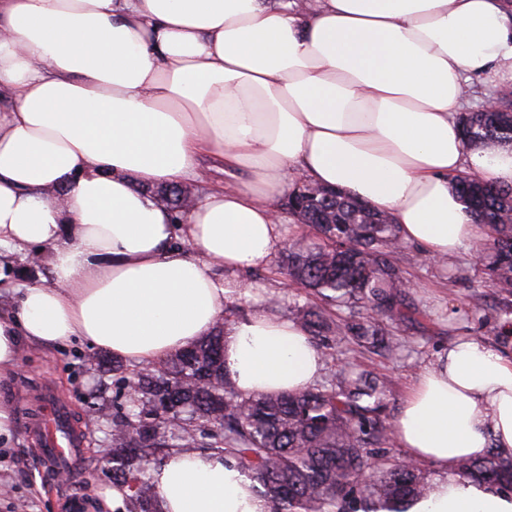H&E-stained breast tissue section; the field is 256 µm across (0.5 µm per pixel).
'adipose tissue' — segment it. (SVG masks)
Here are the masks:
<instances>
[{"instance_id":"ef3b65f1","label":"adipose tissue","mask_w":512,"mask_h":512,"mask_svg":"<svg viewBox=\"0 0 512 512\" xmlns=\"http://www.w3.org/2000/svg\"><path fill=\"white\" fill-rule=\"evenodd\" d=\"M474 72L512 84L504 0H0V282L15 295L0 380L32 346L79 340L144 366L220 324L241 392L313 384L323 357L299 324L262 310L222 321L285 238L278 196L295 173L340 188L429 260L483 240L454 181L512 185V146L464 142ZM208 154L247 179L174 221L151 188L200 178ZM33 254L46 277L13 280ZM393 430L440 474L410 512H512L458 473L488 448L512 455L511 351L454 342ZM151 477L161 512H266L216 452L171 453Z\"/></svg>"}]
</instances>
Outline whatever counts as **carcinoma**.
<instances>
[{
	"instance_id": "carcinoma-1",
	"label": "carcinoma",
	"mask_w": 512,
	"mask_h": 512,
	"mask_svg": "<svg viewBox=\"0 0 512 512\" xmlns=\"http://www.w3.org/2000/svg\"><path fill=\"white\" fill-rule=\"evenodd\" d=\"M496 112L460 117L470 146L512 144V91ZM457 187L480 224L489 228L478 255L500 295L512 297V187L501 188L474 172ZM156 194L181 218L175 191ZM289 213L310 225L315 241L291 249L282 268L316 302L297 309L295 321L323 354L341 344L393 355L400 339L393 324L415 315L407 309V281L395 257L405 248L398 225L339 190L322 189ZM343 307L340 319L331 308ZM224 327L161 365L125 376L122 361L95 358L112 373V473L125 489L124 512H160L149 465L165 449L217 451L256 483L269 512H407L426 496L429 474L419 464L382 451L392 439L388 381L354 366L336 383L296 392L246 395L224 369ZM459 473L512 498V458L493 450L465 458Z\"/></svg>"
}]
</instances>
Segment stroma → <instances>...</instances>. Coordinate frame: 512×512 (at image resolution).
I'll return each instance as SVG.
<instances>
[{
  "mask_svg": "<svg viewBox=\"0 0 512 512\" xmlns=\"http://www.w3.org/2000/svg\"><path fill=\"white\" fill-rule=\"evenodd\" d=\"M403 275L412 285L410 301L418 310L416 320L400 324V350L389 358L371 354L353 355L341 346L324 360L321 384L334 381L340 366L355 358L366 371L386 377L390 383L389 413L397 415L419 373L436 360L454 340L476 337L497 345L496 326L485 313L497 301L485 282L474 246H466L452 259L432 262L414 245L396 257ZM249 295L224 303L225 320H235L265 307L282 317H293L299 298L286 277L269 260L260 271L248 274ZM93 349L74 342L49 351L26 353L13 378L0 382V401L12 403L16 428L6 445L0 446V512H67L66 495L84 497L91 489L112 483V421L99 418V408H111L115 388L111 373L92 369ZM53 393L71 415L77 431L83 432V451L72 465L73 478L44 474L37 453L39 446L25 429L43 393Z\"/></svg>",
  "mask_w": 512,
  "mask_h": 512,
  "instance_id": "35a3bbf8",
  "label": "stroma"
}]
</instances>
